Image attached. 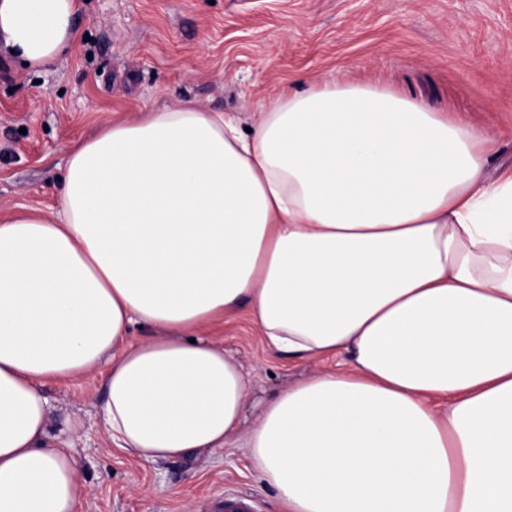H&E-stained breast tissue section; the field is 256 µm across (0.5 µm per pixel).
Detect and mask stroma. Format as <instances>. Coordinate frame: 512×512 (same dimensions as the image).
I'll return each instance as SVG.
<instances>
[{"instance_id":"1","label":"stroma","mask_w":512,"mask_h":512,"mask_svg":"<svg viewBox=\"0 0 512 512\" xmlns=\"http://www.w3.org/2000/svg\"><path fill=\"white\" fill-rule=\"evenodd\" d=\"M81 34L54 65L28 68L0 44V215L45 210L66 148L103 124L191 101L250 126L310 80L379 84L487 130L490 169L512 167V0H82ZM248 378L245 422L314 364L266 347L244 314L209 329ZM50 428H83L73 454L80 512H209L245 496L277 512L248 451L145 463L115 447L101 419V377L49 381Z\"/></svg>"}]
</instances>
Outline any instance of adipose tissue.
<instances>
[{"label":"adipose tissue","instance_id":"1","mask_svg":"<svg viewBox=\"0 0 512 512\" xmlns=\"http://www.w3.org/2000/svg\"><path fill=\"white\" fill-rule=\"evenodd\" d=\"M79 0H0V41L66 55ZM488 133L388 88L279 95L250 129L185 103L73 144L57 204L0 218V512H78L41 385L104 368L143 462L234 443L281 512H512V169ZM247 309L315 364L243 424ZM150 334L131 339L134 325Z\"/></svg>","mask_w":512,"mask_h":512}]
</instances>
